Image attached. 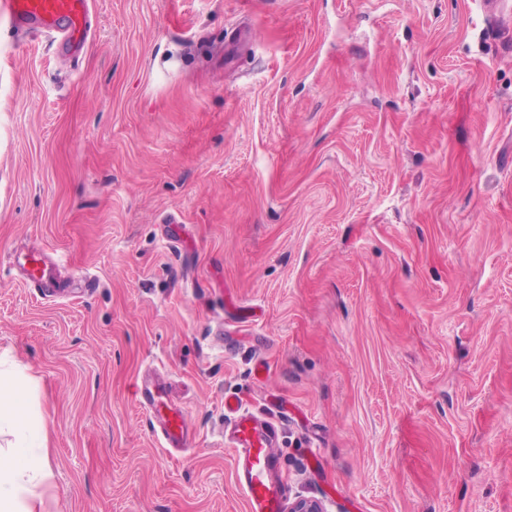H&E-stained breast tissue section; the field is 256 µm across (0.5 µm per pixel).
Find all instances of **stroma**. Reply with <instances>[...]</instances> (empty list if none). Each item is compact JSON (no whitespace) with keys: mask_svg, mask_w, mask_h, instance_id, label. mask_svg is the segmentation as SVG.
<instances>
[{"mask_svg":"<svg viewBox=\"0 0 512 512\" xmlns=\"http://www.w3.org/2000/svg\"><path fill=\"white\" fill-rule=\"evenodd\" d=\"M93 7L77 61L0 13V350L46 512H247L230 394L282 401L289 498L512 512V55L476 0ZM152 370L194 447L138 406ZM11 262L24 275L26 281L38 288L44 296L64 294L72 284L62 280L58 274V265L48 255L36 248L16 250L11 254Z\"/></svg>","mask_w":512,"mask_h":512,"instance_id":"1","label":"stroma"}]
</instances>
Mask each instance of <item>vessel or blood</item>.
I'll list each match as a JSON object with an SVG mask.
<instances>
[{"mask_svg":"<svg viewBox=\"0 0 512 512\" xmlns=\"http://www.w3.org/2000/svg\"><path fill=\"white\" fill-rule=\"evenodd\" d=\"M7 7L15 27L53 35L71 58H78L90 40L92 0H8ZM11 262L42 294H61L69 286L42 250L14 251ZM139 403L158 423L163 447L192 446L196 433L163 379L148 383ZM224 412V440L232 452L236 483L246 497L248 512H283L286 486L280 474L276 419L244 408L236 396L225 397Z\"/></svg>","mask_w":512,"mask_h":512,"instance_id":"1","label":"vessel or blood"}]
</instances>
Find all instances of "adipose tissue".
<instances>
[{"label":"adipose tissue","instance_id":"ef3b65f1","mask_svg":"<svg viewBox=\"0 0 512 512\" xmlns=\"http://www.w3.org/2000/svg\"><path fill=\"white\" fill-rule=\"evenodd\" d=\"M12 440L0 448V512H43L51 477L49 438L36 421L13 368L0 367V428Z\"/></svg>","mask_w":512,"mask_h":512}]
</instances>
